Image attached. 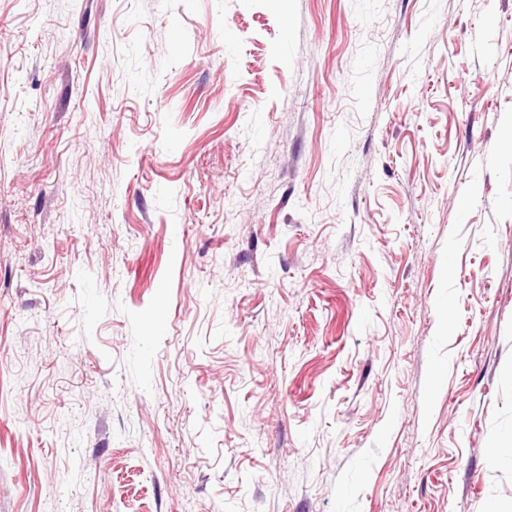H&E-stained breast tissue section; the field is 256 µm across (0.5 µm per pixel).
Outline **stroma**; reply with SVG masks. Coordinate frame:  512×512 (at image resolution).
<instances>
[{
  "label": "stroma",
  "mask_w": 512,
  "mask_h": 512,
  "mask_svg": "<svg viewBox=\"0 0 512 512\" xmlns=\"http://www.w3.org/2000/svg\"><path fill=\"white\" fill-rule=\"evenodd\" d=\"M509 434L512 0H0V512H488Z\"/></svg>",
  "instance_id": "35a3bbf8"
}]
</instances>
